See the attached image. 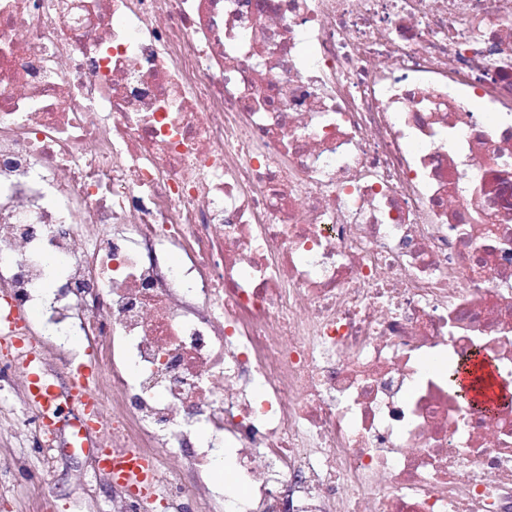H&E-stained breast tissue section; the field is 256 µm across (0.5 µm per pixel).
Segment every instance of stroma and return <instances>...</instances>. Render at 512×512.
I'll return each mask as SVG.
<instances>
[{"instance_id":"obj_1","label":"stroma","mask_w":512,"mask_h":512,"mask_svg":"<svg viewBox=\"0 0 512 512\" xmlns=\"http://www.w3.org/2000/svg\"><path fill=\"white\" fill-rule=\"evenodd\" d=\"M7 384L12 399L0 404V512H111L114 489L96 463L104 432L90 433L86 450L71 448L69 422L78 413L72 406L57 424L52 448L39 449L38 429L24 436L14 431L26 407L23 373L13 372Z\"/></svg>"}]
</instances>
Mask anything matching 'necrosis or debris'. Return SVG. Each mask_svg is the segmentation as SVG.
<instances>
[{"mask_svg":"<svg viewBox=\"0 0 512 512\" xmlns=\"http://www.w3.org/2000/svg\"><path fill=\"white\" fill-rule=\"evenodd\" d=\"M0 286L164 512H512V0H0Z\"/></svg>","mask_w":512,"mask_h":512,"instance_id":"1","label":"necrosis or debris"}]
</instances>
